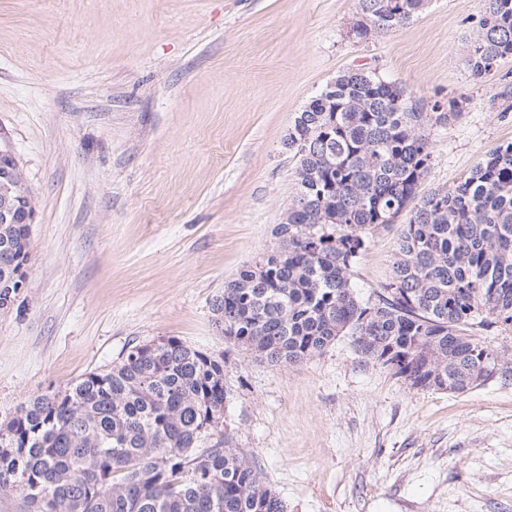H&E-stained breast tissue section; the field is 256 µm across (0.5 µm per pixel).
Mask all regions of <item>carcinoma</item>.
<instances>
[{"label":"carcinoma","instance_id":"carcinoma-1","mask_svg":"<svg viewBox=\"0 0 512 512\" xmlns=\"http://www.w3.org/2000/svg\"><path fill=\"white\" fill-rule=\"evenodd\" d=\"M426 0H359L356 36L407 24ZM467 66L483 79L512 58V0H482ZM406 88L372 70L336 76L297 113L283 148L296 199L277 242L211 304L224 339L271 365L298 364L343 336L409 385L464 393L512 381V350L477 329L512 331V142L452 187L418 197L435 102L399 109ZM389 281L364 299L354 267L369 236L404 211ZM25 224H0V294L26 277ZM224 362L176 338L131 347L64 393L38 395L0 423V496L27 512H286L260 466L218 433ZM209 442L202 447L203 442Z\"/></svg>","mask_w":512,"mask_h":512}]
</instances>
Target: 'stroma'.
Returning a JSON list of instances; mask_svg holds the SVG:
<instances>
[{"label": "stroma", "mask_w": 512, "mask_h": 512, "mask_svg": "<svg viewBox=\"0 0 512 512\" xmlns=\"http://www.w3.org/2000/svg\"><path fill=\"white\" fill-rule=\"evenodd\" d=\"M480 0H431L356 38L358 0H0V140L35 205L26 283L0 311V423L31 397L174 337L224 363L223 433L288 512H512V382L411 387L340 338L294 365L226 342L211 303L275 242L296 194L282 147L337 75L376 69L426 104L418 194L512 141V58H466ZM407 215L375 230L361 296L388 282Z\"/></svg>", "instance_id": "35a3bbf8"}]
</instances>
